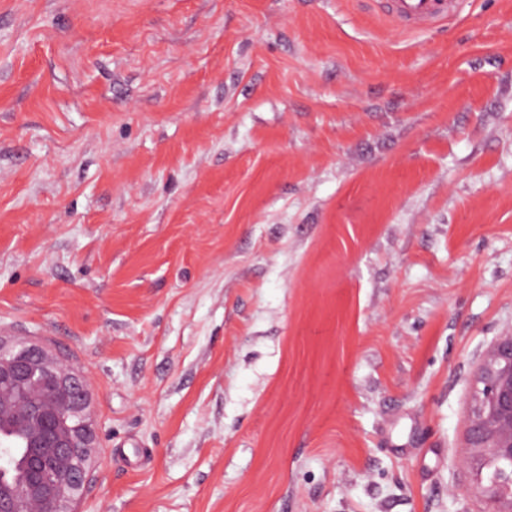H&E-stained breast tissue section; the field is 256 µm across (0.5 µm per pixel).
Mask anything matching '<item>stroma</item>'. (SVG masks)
<instances>
[{
  "mask_svg": "<svg viewBox=\"0 0 512 512\" xmlns=\"http://www.w3.org/2000/svg\"><path fill=\"white\" fill-rule=\"evenodd\" d=\"M512 0H0V343L91 383L76 512H488ZM387 11L408 25L446 20L453 13L455 0H377Z\"/></svg>",
  "mask_w": 512,
  "mask_h": 512,
  "instance_id": "1",
  "label": "stroma"
}]
</instances>
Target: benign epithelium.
<instances>
[{
    "mask_svg": "<svg viewBox=\"0 0 512 512\" xmlns=\"http://www.w3.org/2000/svg\"><path fill=\"white\" fill-rule=\"evenodd\" d=\"M88 380L35 345L0 343V512H72L96 433ZM461 465L491 512H512V333L498 338L473 380Z\"/></svg>",
    "mask_w": 512,
    "mask_h": 512,
    "instance_id": "7a95c632",
    "label": "benign epithelium"
}]
</instances>
